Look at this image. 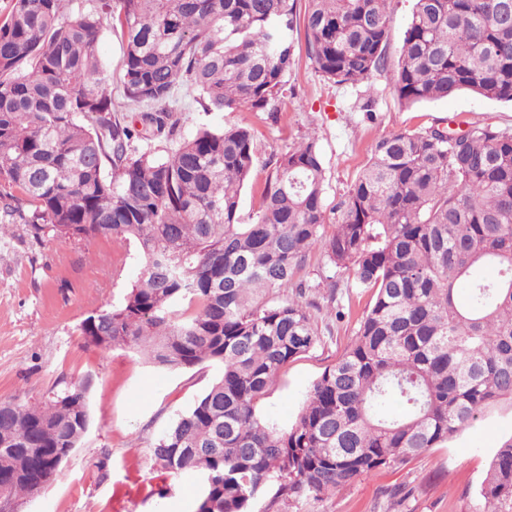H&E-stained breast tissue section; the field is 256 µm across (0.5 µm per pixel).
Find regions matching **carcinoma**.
Instances as JSON below:
<instances>
[{
	"label": "carcinoma",
	"instance_id": "carcinoma-1",
	"mask_svg": "<svg viewBox=\"0 0 512 512\" xmlns=\"http://www.w3.org/2000/svg\"><path fill=\"white\" fill-rule=\"evenodd\" d=\"M66 2L10 0L0 18V236L28 224L36 236L137 246V283L80 331L167 369L221 366L151 450L166 472L201 476L197 512H249L271 482L290 501L334 496L512 406L511 131L474 124L450 141L435 121L377 139L328 231L315 138L277 158L256 219L242 224L251 129L184 137L174 115L180 85L207 112L278 111L301 29L322 77L368 81L386 68L391 0H307L302 15L297 0H89L75 15ZM106 19L124 39L125 96L144 107L131 123L112 116L100 67ZM394 84L405 106L460 90L512 102V0H416ZM154 139L176 144L165 155L134 146ZM314 250L330 287L346 275L372 302L284 430L256 407L318 341L296 280ZM275 288L298 297L269 305ZM87 391L0 404L7 500L47 486L50 459L78 447ZM479 495L483 512H512V436Z\"/></svg>",
	"mask_w": 512,
	"mask_h": 512
}]
</instances>
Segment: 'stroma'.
<instances>
[{
  "label": "stroma",
  "mask_w": 512,
  "mask_h": 512,
  "mask_svg": "<svg viewBox=\"0 0 512 512\" xmlns=\"http://www.w3.org/2000/svg\"><path fill=\"white\" fill-rule=\"evenodd\" d=\"M415 0H391L393 25L386 47L387 71L374 74L372 113L356 109L358 89L327 82L308 56L305 36L295 42V62L284 78L277 113L243 106L234 112H206L195 92L180 87L177 116L183 136L228 123L249 126L254 135L252 179L241 193L240 221L251 223L265 180L277 156L314 135L327 174L325 205L336 221L337 204L366 164L379 137L452 122L489 124L512 131V105L461 91L444 100L412 107L395 95L396 68ZM99 57L107 89L126 121L137 117L122 86L123 44L104 25ZM141 271L135 245L107 237L92 241L50 234L34 239L29 225L14 224L0 237V402L45 400L74 384L88 385L89 429L62 463L56 479L38 496L23 499L21 512H196L197 474L172 475L151 459L158 437L188 410L220 374L216 365L166 369L148 363L131 349L87 345L80 324L89 315L122 301ZM331 273L320 252L299 272L304 299L319 336L307 353L290 361L258 410L288 428L311 385L343 353L367 308L370 291L348 281L331 288ZM512 436V407L485 413L442 447L401 466L360 478L336 496L292 502L269 484L250 512H482L478 493L494 448Z\"/></svg>",
  "instance_id": "obj_1"
}]
</instances>
